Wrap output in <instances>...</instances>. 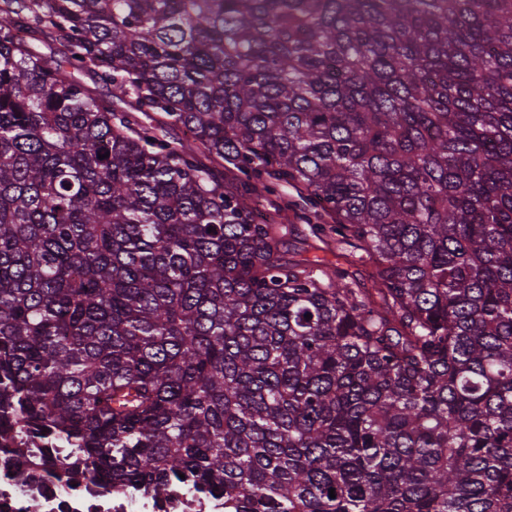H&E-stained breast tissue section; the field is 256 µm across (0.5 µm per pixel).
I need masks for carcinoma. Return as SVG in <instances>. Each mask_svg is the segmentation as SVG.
Here are the masks:
<instances>
[{
  "instance_id": "carcinoma-1",
  "label": "carcinoma",
  "mask_w": 512,
  "mask_h": 512,
  "mask_svg": "<svg viewBox=\"0 0 512 512\" xmlns=\"http://www.w3.org/2000/svg\"><path fill=\"white\" fill-rule=\"evenodd\" d=\"M282 184L367 279L285 257ZM0 429L224 512H512V0H0Z\"/></svg>"
}]
</instances>
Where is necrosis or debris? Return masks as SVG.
<instances>
[{"instance_id":"1","label":"necrosis or debris","mask_w":512,"mask_h":512,"mask_svg":"<svg viewBox=\"0 0 512 512\" xmlns=\"http://www.w3.org/2000/svg\"><path fill=\"white\" fill-rule=\"evenodd\" d=\"M45 462L0 461V512H223L210 497L174 490L167 497L107 492L80 477L75 483L47 478Z\"/></svg>"}]
</instances>
